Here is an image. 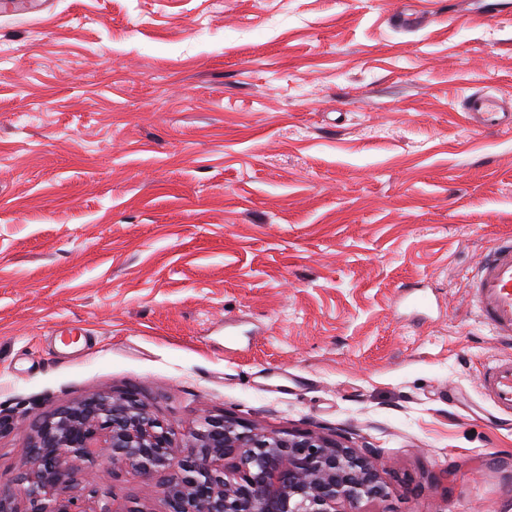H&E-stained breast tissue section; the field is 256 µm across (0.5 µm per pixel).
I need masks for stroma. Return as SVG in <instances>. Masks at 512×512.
I'll return each instance as SVG.
<instances>
[{
  "instance_id": "1",
  "label": "stroma",
  "mask_w": 512,
  "mask_h": 512,
  "mask_svg": "<svg viewBox=\"0 0 512 512\" xmlns=\"http://www.w3.org/2000/svg\"><path fill=\"white\" fill-rule=\"evenodd\" d=\"M512 0H6L0 480L36 416L136 389L373 448L368 512H512V344L478 317L512 234ZM165 512L160 478L75 495ZM464 103L467 120L477 127L484 130L511 129L512 110L511 108L507 109L496 99L481 93H474L467 96ZM483 391L495 409L512 415V356H499L486 365Z\"/></svg>"
}]
</instances>
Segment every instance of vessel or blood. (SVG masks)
Wrapping results in <instances>:
<instances>
[{"label":"vessel or blood","instance_id":"vessel-or-blood-1","mask_svg":"<svg viewBox=\"0 0 512 512\" xmlns=\"http://www.w3.org/2000/svg\"><path fill=\"white\" fill-rule=\"evenodd\" d=\"M467 120L485 130L512 127V110L496 99L474 93L466 97ZM475 305L495 336L512 342V235L501 237L482 262L473 283ZM483 391L502 414L512 415V356H499L485 369Z\"/></svg>","mask_w":512,"mask_h":512}]
</instances>
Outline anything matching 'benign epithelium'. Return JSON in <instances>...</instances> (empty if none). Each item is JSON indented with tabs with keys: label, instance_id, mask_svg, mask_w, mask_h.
Masks as SVG:
<instances>
[{
	"label": "benign epithelium",
	"instance_id": "7a95c632",
	"mask_svg": "<svg viewBox=\"0 0 512 512\" xmlns=\"http://www.w3.org/2000/svg\"><path fill=\"white\" fill-rule=\"evenodd\" d=\"M188 451L133 389L100 393L41 416L21 448L19 475L0 482V512H112L72 494L93 462L166 477L167 512H363L388 497L369 449L308 431L268 432L203 409Z\"/></svg>",
	"mask_w": 512,
	"mask_h": 512
}]
</instances>
